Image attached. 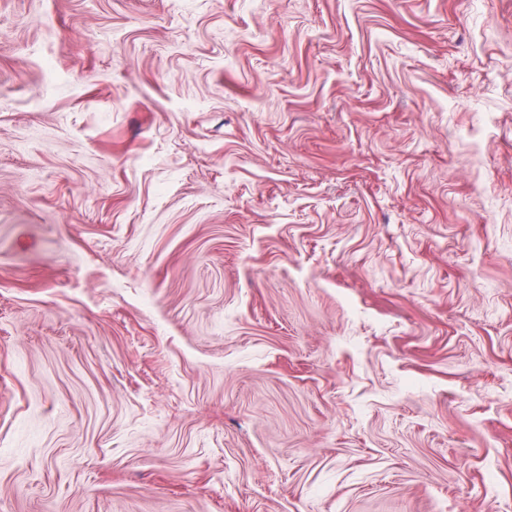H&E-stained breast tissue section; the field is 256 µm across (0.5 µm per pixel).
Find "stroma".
Wrapping results in <instances>:
<instances>
[{"label": "stroma", "instance_id": "35a3bbf8", "mask_svg": "<svg viewBox=\"0 0 512 512\" xmlns=\"http://www.w3.org/2000/svg\"><path fill=\"white\" fill-rule=\"evenodd\" d=\"M0 512H512V0H0Z\"/></svg>", "mask_w": 512, "mask_h": 512}]
</instances>
